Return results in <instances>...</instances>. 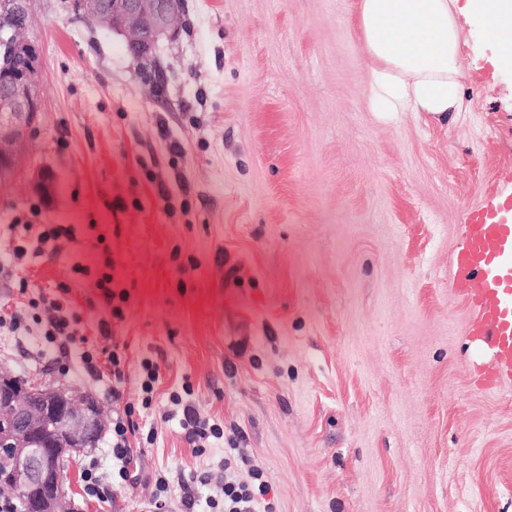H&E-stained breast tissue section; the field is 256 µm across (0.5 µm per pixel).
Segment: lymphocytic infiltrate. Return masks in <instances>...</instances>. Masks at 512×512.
<instances>
[{
    "label": "lymphocytic infiltrate",
    "instance_id": "f902f5d3",
    "mask_svg": "<svg viewBox=\"0 0 512 512\" xmlns=\"http://www.w3.org/2000/svg\"><path fill=\"white\" fill-rule=\"evenodd\" d=\"M46 200H39L30 207L26 216H14L8 226L15 242L11 258L16 264L59 253L66 243L76 238L73 225L39 224L35 218L46 207ZM112 275L104 273L97 280L107 302L111 303V320L99 321L95 339H88L79 331L83 322L82 315L72 309L67 300L70 292L66 284H58L55 291L31 292L28 278L15 281L14 288L19 295L25 296L24 309L8 315H0V328L4 326L19 329L25 318H32L38 327V336L47 347H58L65 353L67 360L62 365L64 372H77L89 376L95 381L106 382L111 386L114 399H121V387L127 377L126 347L113 335L112 320L123 317L122 305L128 299L127 291H114L111 286ZM141 394L137 402L125 403L122 412L112 418L109 429L112 450V481L117 485H131L139 479L138 464L131 448V437H138L143 443L153 444L157 432L155 429H143L135 419L140 410L151 408L155 385L160 377L157 363L142 360ZM192 386L183 383L181 391L172 392L169 400L173 406L169 418L175 419L186 441L197 454H204L212 442L223 440L224 427L215 420L204 416L190 399ZM268 485L261 473H254L252 482H243L232 472H225L224 483L219 495L208 497L206 504L209 512H263V499Z\"/></svg>",
    "mask_w": 512,
    "mask_h": 512
}]
</instances>
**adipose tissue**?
Masks as SVG:
<instances>
[{"label":"adipose tissue","instance_id":"adipose-tissue-1","mask_svg":"<svg viewBox=\"0 0 512 512\" xmlns=\"http://www.w3.org/2000/svg\"><path fill=\"white\" fill-rule=\"evenodd\" d=\"M478 14L491 59L512 70V0H357L363 52L373 61L368 97L385 116L424 112L436 120L462 107L458 9Z\"/></svg>","mask_w":512,"mask_h":512}]
</instances>
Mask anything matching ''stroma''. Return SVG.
Listing matches in <instances>:
<instances>
[{
    "instance_id": "35a3bbf8",
    "label": "stroma",
    "mask_w": 512,
    "mask_h": 512,
    "mask_svg": "<svg viewBox=\"0 0 512 512\" xmlns=\"http://www.w3.org/2000/svg\"><path fill=\"white\" fill-rule=\"evenodd\" d=\"M355 4L181 0L183 29L139 60L71 0H34L44 112L0 185V309L19 308L11 283L25 276L108 316L96 279L111 270L129 292L115 326L125 400L143 358L161 367L142 480L85 494L89 462L112 469L101 435L67 463L74 512H149L157 473L181 512L180 480L202 498L223 481L222 443L195 454L165 418L186 380L236 437L237 478L262 473L270 512H512V387H474L491 355L466 337L451 279L466 224L512 193V72L492 65L479 17L458 13L463 111L381 119ZM159 179L186 181L188 213L166 214ZM43 184L40 223L75 225L76 239L6 264V226ZM0 369L120 408L22 330L0 328Z\"/></svg>"
}]
</instances>
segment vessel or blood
<instances>
[{"mask_svg": "<svg viewBox=\"0 0 512 512\" xmlns=\"http://www.w3.org/2000/svg\"><path fill=\"white\" fill-rule=\"evenodd\" d=\"M453 277L474 310L469 339L488 350L490 370H476L477 387L512 386V194L479 211L453 259Z\"/></svg>", "mask_w": 512, "mask_h": 512, "instance_id": "1", "label": "vessel or blood"}]
</instances>
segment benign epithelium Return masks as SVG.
I'll return each mask as SVG.
<instances>
[{
  "label": "benign epithelium",
  "mask_w": 512,
  "mask_h": 512,
  "mask_svg": "<svg viewBox=\"0 0 512 512\" xmlns=\"http://www.w3.org/2000/svg\"><path fill=\"white\" fill-rule=\"evenodd\" d=\"M97 14L112 17V30L126 34L149 53L159 39L175 34L180 0H97ZM0 45L25 57L26 70L0 74V147L5 141L22 144L38 122L44 104L40 96L41 58L35 42L17 37L0 16ZM52 421L55 443L36 442L46 421ZM104 421L98 402L79 400L64 387L20 384L0 372V482L17 488L25 512H67L62 451L77 452L95 445Z\"/></svg>",
  "instance_id": "1"
}]
</instances>
